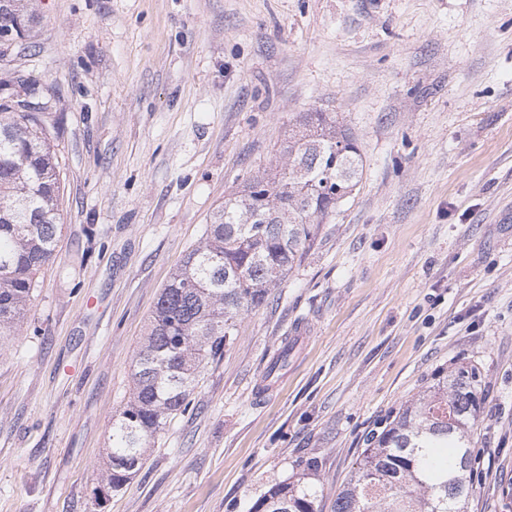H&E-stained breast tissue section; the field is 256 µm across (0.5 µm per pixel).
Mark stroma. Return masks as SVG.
I'll use <instances>...</instances> for the list:
<instances>
[{
	"instance_id": "obj_1",
	"label": "stroma",
	"mask_w": 512,
	"mask_h": 512,
	"mask_svg": "<svg viewBox=\"0 0 512 512\" xmlns=\"http://www.w3.org/2000/svg\"><path fill=\"white\" fill-rule=\"evenodd\" d=\"M32 3L0 79L57 128L63 228L0 344V512H249L304 472L334 512L379 423L458 365L483 395L468 512H512V0ZM314 109L358 141L354 196L97 498L161 289Z\"/></svg>"
}]
</instances>
